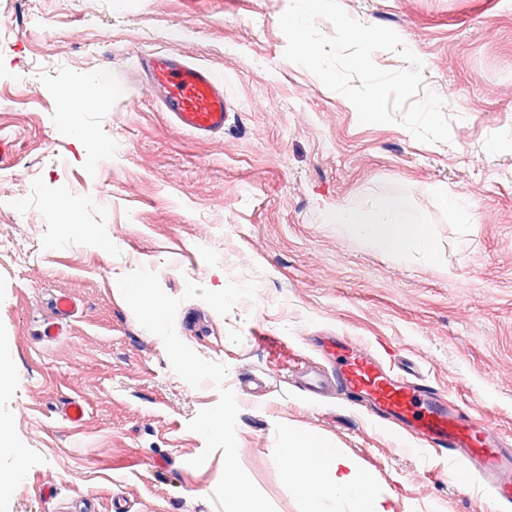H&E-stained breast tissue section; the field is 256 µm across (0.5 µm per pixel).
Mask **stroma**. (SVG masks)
<instances>
[{
    "label": "stroma",
    "mask_w": 512,
    "mask_h": 512,
    "mask_svg": "<svg viewBox=\"0 0 512 512\" xmlns=\"http://www.w3.org/2000/svg\"><path fill=\"white\" fill-rule=\"evenodd\" d=\"M340 3L421 59L450 142L360 123L287 60L289 0H0V364L15 378L0 395V476L14 482L0 512H218L223 456L191 466L205 440L188 428L218 393L182 380L124 302L118 279L143 266L180 299L179 338L228 366L239 461L275 512L305 510L277 455L290 427L332 440L390 512H498L445 455L405 450L335 394L311 398L302 375L323 366L317 333L384 346L512 439V0ZM156 53L223 76V133L170 122L138 81ZM93 76L101 108L82 120L106 157L70 136L57 96ZM76 187L86 202L70 211ZM442 188L469 198V216L441 206ZM390 193L431 225L437 264L326 220ZM232 281L257 291L225 317L183 297ZM63 293L77 308L44 338Z\"/></svg>",
    "instance_id": "stroma-1"
}]
</instances>
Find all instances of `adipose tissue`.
Returning a JSON list of instances; mask_svg holds the SVG:
<instances>
[{"instance_id":"ef3b65f1","label":"adipose tissue","mask_w":512,"mask_h":512,"mask_svg":"<svg viewBox=\"0 0 512 512\" xmlns=\"http://www.w3.org/2000/svg\"><path fill=\"white\" fill-rule=\"evenodd\" d=\"M98 86L95 78L80 81L65 89L61 98L65 112L70 115L69 134L81 144L100 149L104 143L98 131L81 119L82 113L98 109ZM328 220L344 226L378 250L398 253L410 247L424 262L437 259L431 227L424 224L406 197L386 195L367 205L342 206ZM280 456L286 464L287 482L305 500L306 512H328L327 505L331 502L348 503L350 512H387L383 498L372 490L368 476L315 432L288 429ZM314 471L323 473L324 481H310L309 475Z\"/></svg>"}]
</instances>
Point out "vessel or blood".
Masks as SVG:
<instances>
[{"instance_id":"1","label":"vessel or blood","mask_w":512,"mask_h":512,"mask_svg":"<svg viewBox=\"0 0 512 512\" xmlns=\"http://www.w3.org/2000/svg\"><path fill=\"white\" fill-rule=\"evenodd\" d=\"M149 84L162 90L174 123L199 135L223 132L228 116L224 79L211 68L165 54L145 60ZM329 375H313L311 388L332 383L351 402L402 426L428 449L444 451L462 470H477L491 495L512 503V447L473 424L444 394L379 352L348 337L327 339Z\"/></svg>"}]
</instances>
